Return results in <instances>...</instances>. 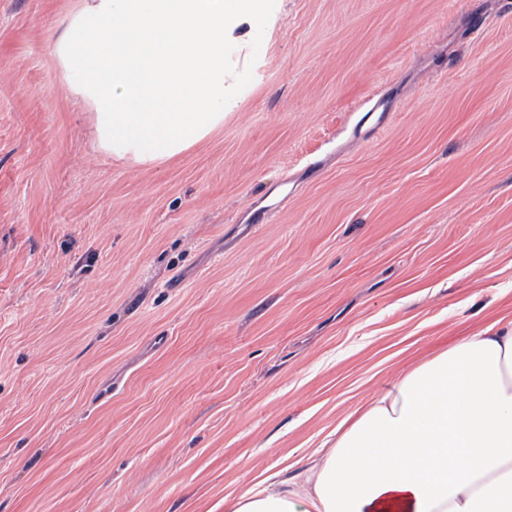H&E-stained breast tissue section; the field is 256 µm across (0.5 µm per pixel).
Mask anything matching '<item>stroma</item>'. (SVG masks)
Returning <instances> with one entry per match:
<instances>
[{
	"instance_id": "35a3bbf8",
	"label": "stroma",
	"mask_w": 512,
	"mask_h": 512,
	"mask_svg": "<svg viewBox=\"0 0 512 512\" xmlns=\"http://www.w3.org/2000/svg\"><path fill=\"white\" fill-rule=\"evenodd\" d=\"M0 0V512H224L512 316V0H282L160 166L97 152Z\"/></svg>"
}]
</instances>
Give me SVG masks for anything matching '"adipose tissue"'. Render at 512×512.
Returning <instances> with one entry per match:
<instances>
[{
  "mask_svg": "<svg viewBox=\"0 0 512 512\" xmlns=\"http://www.w3.org/2000/svg\"><path fill=\"white\" fill-rule=\"evenodd\" d=\"M278 0H77L50 50L97 149L157 166L240 105L224 61ZM302 482L226 512H512V318L460 337L369 400Z\"/></svg>",
  "mask_w": 512,
  "mask_h": 512,
  "instance_id": "ef3b65f1",
  "label": "adipose tissue"
}]
</instances>
